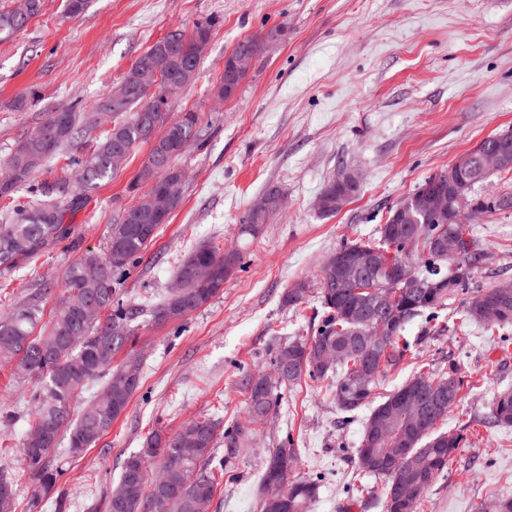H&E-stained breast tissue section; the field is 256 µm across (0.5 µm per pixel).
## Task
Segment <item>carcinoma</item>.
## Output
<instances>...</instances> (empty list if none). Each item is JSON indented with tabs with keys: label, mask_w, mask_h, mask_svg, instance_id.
I'll return each instance as SVG.
<instances>
[{
	"label": "carcinoma",
	"mask_w": 512,
	"mask_h": 512,
	"mask_svg": "<svg viewBox=\"0 0 512 512\" xmlns=\"http://www.w3.org/2000/svg\"><path fill=\"white\" fill-rule=\"evenodd\" d=\"M41 8L42 0H29L24 16L0 10V39L7 40L21 31ZM213 27L212 21L199 23L188 35L170 33L150 46L123 76L128 88L123 104L114 107L106 98L87 112L75 106L62 109L39 125L50 130L49 145L33 133L19 141L4 162L5 171L0 173V199H10L28 185L47 200L16 209L11 223L0 224L1 274L21 269L41 252L68 238L71 227L65 223L66 211L78 208L85 196L115 175L112 152L117 149L130 154L138 145L151 143L149 155L128 184V192L135 194L141 185L150 182L154 190L166 194L167 213H172L185 188L183 172L175 161L202 134L199 115L171 114L165 93L169 87L181 88L193 81L203 55L199 34H210ZM281 33L277 26L241 39L231 54L247 52L259 56L265 45L278 40ZM245 78L244 74L221 77L217 98H234ZM100 114L112 115V127L91 152L73 159L77 165L76 185L66 178L44 185L31 184L34 174L49 160L63 152L78 151L81 132L96 127ZM505 139L512 141V133L481 141L467 151L468 162L455 168L457 178L470 186L473 205L472 215L463 223H443L412 206L397 216L392 207L385 223L378 225L376 238L347 239L339 246L346 251L390 250L395 264L414 265L423 288H410L401 294L393 311L367 315L372 296L358 291L356 282L336 276L331 258H326L316 288L299 282L282 298L283 305L296 312L311 301L320 307L312 335L278 345L271 353L270 371L260 370L246 377L244 421L225 427L222 433L220 422L211 417L187 422L172 435L161 430L151 432L142 448L128 455L121 465L118 481L130 479L133 484L129 501L113 499L108 490L107 512H196L197 502L213 501L220 485L239 479L232 465L251 444L254 412L263 409L276 413L282 391L306 379L331 395L344 413L371 406L356 451L358 470L383 480V512H406L404 499L412 501V512H420L423 493L444 476L449 459L463 441V435L442 429L448 413L461 400L463 376L455 364L445 371L419 362L413 376L377 404L374 390L379 378L418 359L404 336L407 325L419 319L424 335L444 336L449 331L448 306L456 301L461 303L456 329L462 332L472 326L491 333L512 327V281L478 284L476 274L483 268L485 253L471 233V225L496 213L512 211V192L483 193L481 187L488 179L479 174L482 155ZM163 223L161 216L146 215L134 206L123 210L109 227L104 250H88L67 268L61 301L41 335H34L39 307L33 302L23 303L0 318V360H16V373L35 379L31 394L32 434L22 442L21 454L39 492L52 490L63 474L55 455L59 441H66L69 449L76 440L85 449L94 446L125 412L140 388L138 383L118 388L113 380L122 367L114 364V358L124 347L135 343L134 319L146 313L149 321L157 325L181 320L208 304L224 289V279L243 268L241 250L223 251L215 244L202 243L183 258L176 275L179 287L172 289L162 302L126 303L121 286L141 262ZM257 232L253 215L245 212L239 224L240 238L253 239ZM450 234L465 237L463 252L456 258L441 256L434 250L433 241ZM91 266L101 268L102 276L89 278L86 269ZM202 266L214 270L213 282L208 286L194 278L195 269ZM361 277L376 289L396 281L395 273L368 267L363 268ZM90 302L102 311L93 322L81 318ZM488 309L497 310L498 315L493 319L485 317ZM378 332L386 340L365 367L360 344ZM327 346L339 350V357L331 363L322 361ZM364 367L372 375L366 382L361 376ZM98 379L103 380L98 403L83 409L77 421H71L79 393ZM427 390H441L443 395L428 425L414 429L410 426V410L401 404V398ZM489 418L499 427H512L511 389L492 398ZM376 427L386 431V440L373 451L368 438ZM221 441L222 455L217 452ZM276 457L286 459L288 467L274 468L272 461ZM296 461L294 440L288 434L261 469L262 493L257 512H269L268 496L275 490L283 499L281 512H313L323 476L290 478ZM473 512H512V497L501 495L489 502L480 501Z\"/></svg>",
	"instance_id": "cac0c4a2"
}]
</instances>
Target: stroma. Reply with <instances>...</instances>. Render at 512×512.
<instances>
[{
  "label": "stroma",
  "mask_w": 512,
  "mask_h": 512,
  "mask_svg": "<svg viewBox=\"0 0 512 512\" xmlns=\"http://www.w3.org/2000/svg\"><path fill=\"white\" fill-rule=\"evenodd\" d=\"M214 21L195 80L169 99L172 113L200 115L205 143H190L177 165L184 197L161 225L121 291L129 303L159 301L181 260L199 242L242 247L245 267L222 293L186 318L141 322L134 350L142 384L109 432L82 458L56 455L67 471L32 506L35 482L19 448L29 430L32 380L0 361V471L17 480L15 512H106L103 495L121 463L155 430L185 422L243 420L246 375L270 367V352L311 332L303 315L282 303L300 280L316 283L323 259L344 240L372 236L389 208L432 173L485 138L512 132V0H92L76 18L63 0H44L26 28L0 42V161L52 113L90 105L117 86L149 46L170 32ZM282 26L283 34L254 62L236 97L217 99L224 58L248 36ZM40 98L20 111L28 87ZM150 150L140 144L123 168L68 212L70 237L0 276V315L37 298L42 322L57 308L63 273L85 250L102 249L108 230L137 195L127 187ZM357 171V194L336 214L320 213L323 186ZM286 205L257 238L240 243L239 220L268 185ZM488 255L477 279H512V214L475 225ZM406 336L422 361L458 364L466 385L445 429L464 445L424 495L421 512H472L474 502L512 495V429L489 424L487 404L512 389V329L505 337ZM367 410L340 411L324 390L304 381L285 390L269 423L236 464L241 478L219 487L209 512H255L259 474L285 435L298 461L293 476L322 474L314 512H382V481L371 493L356 463Z\"/></svg>",
  "instance_id": "35a3bbf8"
}]
</instances>
